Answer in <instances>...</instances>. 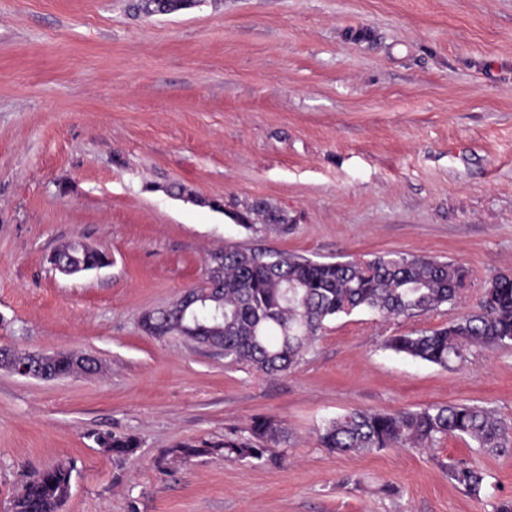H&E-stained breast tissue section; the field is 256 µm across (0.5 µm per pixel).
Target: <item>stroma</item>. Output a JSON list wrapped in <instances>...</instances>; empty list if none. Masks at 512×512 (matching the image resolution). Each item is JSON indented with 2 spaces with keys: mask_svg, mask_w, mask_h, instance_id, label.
<instances>
[{
  "mask_svg": "<svg viewBox=\"0 0 512 512\" xmlns=\"http://www.w3.org/2000/svg\"><path fill=\"white\" fill-rule=\"evenodd\" d=\"M0 0V345L78 350L64 379L0 370V512L21 484L72 464L60 512H494L512 452L332 454L316 430L348 410L476 404L512 421V346L442 368L388 337L442 327L512 274V0ZM193 194H171L175 185ZM262 199L287 226L212 210ZM77 240L112 258L80 277L48 256ZM315 261L391 252L468 272L457 305L327 321L292 372L265 376L144 312L204 286L225 242ZM273 416L278 463L161 454ZM136 436L123 463L95 434ZM480 471L474 497L449 461ZM137 9L147 15L171 14L192 8L195 0H139Z\"/></svg>",
  "mask_w": 512,
  "mask_h": 512,
  "instance_id": "35a3bbf8",
  "label": "stroma"
}]
</instances>
